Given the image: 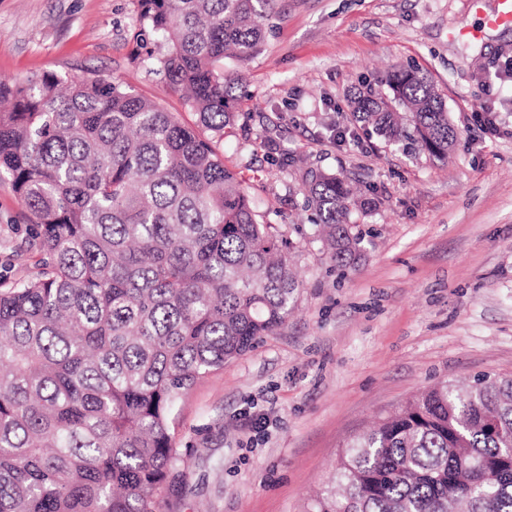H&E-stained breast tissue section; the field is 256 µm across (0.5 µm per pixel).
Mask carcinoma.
Here are the masks:
<instances>
[{
  "mask_svg": "<svg viewBox=\"0 0 512 512\" xmlns=\"http://www.w3.org/2000/svg\"><path fill=\"white\" fill-rule=\"evenodd\" d=\"M134 40L218 137L276 0H139ZM388 146L448 157V111L418 68L354 96ZM0 175L37 228V270L0 287V512H158L183 393L288 320L287 240L257 220L210 139L104 79L0 81ZM338 268L361 260L345 178L302 189ZM308 512H512V376L442 382L346 444Z\"/></svg>",
  "mask_w": 512,
  "mask_h": 512,
  "instance_id": "1",
  "label": "carcinoma"
}]
</instances>
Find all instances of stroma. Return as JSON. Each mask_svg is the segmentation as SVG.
Here are the masks:
<instances>
[{
    "mask_svg": "<svg viewBox=\"0 0 512 512\" xmlns=\"http://www.w3.org/2000/svg\"><path fill=\"white\" fill-rule=\"evenodd\" d=\"M497 0H277L261 53L226 71L245 90L212 145L258 219L289 241L296 308L259 346L186 391L161 512H305L345 445L441 381L512 375V26ZM138 0H0V78H103L198 116L139 49ZM475 36L462 37V26ZM416 65L444 97L447 163L352 137L348 100ZM496 117L499 131L483 132ZM344 176L365 257L338 270L302 212L308 170ZM38 241L0 177V281L34 272Z\"/></svg>",
    "mask_w": 512,
    "mask_h": 512,
    "instance_id": "obj_1",
    "label": "stroma"
}]
</instances>
